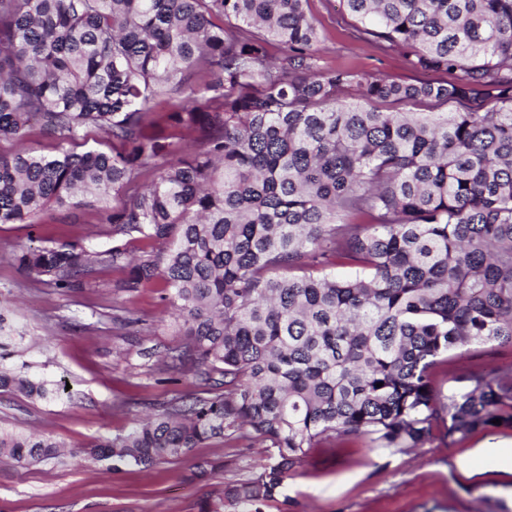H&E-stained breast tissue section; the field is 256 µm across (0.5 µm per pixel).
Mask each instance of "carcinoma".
I'll use <instances>...</instances> for the list:
<instances>
[{"label":"carcinoma","instance_id":"carcinoma-1","mask_svg":"<svg viewBox=\"0 0 512 512\" xmlns=\"http://www.w3.org/2000/svg\"><path fill=\"white\" fill-rule=\"evenodd\" d=\"M307 3L0 0V141L36 125L57 143L0 153V224L124 191L103 220L150 243L28 244L15 263L64 291L103 264L129 291L159 279L184 336L159 370L198 384L91 454L117 470L213 439L277 449L201 512H264L328 439L405 450L512 428V372L472 371L445 393L432 381L448 353L512 344V0H342L360 32L450 84L325 65ZM352 88L360 101L343 99ZM166 99L194 149L149 131ZM422 101L469 107L406 110ZM90 129L121 150L75 151ZM0 389L58 394L2 353ZM62 447L0 426V455Z\"/></svg>","mask_w":512,"mask_h":512}]
</instances>
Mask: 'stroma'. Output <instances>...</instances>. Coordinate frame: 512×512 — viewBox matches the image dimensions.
I'll return each instance as SVG.
<instances>
[{
	"mask_svg": "<svg viewBox=\"0 0 512 512\" xmlns=\"http://www.w3.org/2000/svg\"><path fill=\"white\" fill-rule=\"evenodd\" d=\"M308 9L327 65L400 83L450 82L447 74L410 69L399 47L357 39V23L340 0H309ZM101 208L89 198L50 208L31 225L0 224V317L22 338L7 364L30 365L62 391L32 400L0 390V426L65 443L60 458L31 465L0 455V512H201L204 502L223 496L225 484L253 476L271 454L214 439L147 470L130 465L116 471L111 462L89 456L99 437L126 433L134 417L197 386L192 375L173 383L157 369L160 352L182 340L160 282L128 291L119 286L122 272L101 266L83 288L64 292L15 264L14 250L30 242L111 248L120 238L102 223ZM120 240L134 252L143 246L133 236ZM116 314L130 318V325H113ZM490 367L512 368V344L449 353L433 370L434 384L445 390L455 378ZM480 447L511 449L512 429L456 442L438 438L404 452L375 449L365 437L321 444L308 449L283 498L265 512H512V467L477 455ZM203 460L220 463V471L194 477ZM461 460L470 463L469 472L458 469Z\"/></svg>",
	"mask_w": 512,
	"mask_h": 512,
	"instance_id": "obj_1",
	"label": "stroma"
}]
</instances>
